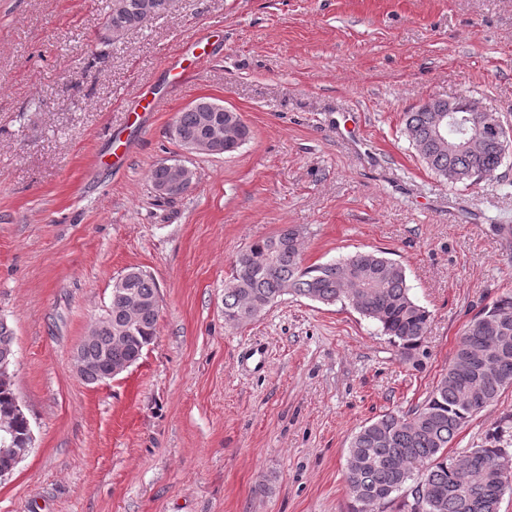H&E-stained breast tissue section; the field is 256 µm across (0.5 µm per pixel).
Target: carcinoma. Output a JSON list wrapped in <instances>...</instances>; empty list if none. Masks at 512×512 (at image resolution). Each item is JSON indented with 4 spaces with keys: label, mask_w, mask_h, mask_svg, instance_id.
<instances>
[{
    "label": "carcinoma",
    "mask_w": 512,
    "mask_h": 512,
    "mask_svg": "<svg viewBox=\"0 0 512 512\" xmlns=\"http://www.w3.org/2000/svg\"><path fill=\"white\" fill-rule=\"evenodd\" d=\"M110 0L106 39L112 28L129 31L152 12L162 17L172 0ZM205 113L184 110L173 124L175 137L189 144L205 133ZM438 113L405 114L404 133L422 164L449 184L473 185L492 177L502 166L496 137L477 131L448 139V149L434 139ZM224 124L236 127L238 142L224 143L232 153L250 138L249 127L236 112L224 113ZM301 234L289 227L259 239L233 260L232 277L224 287V321L246 324L286 295L323 305L341 303L378 324L407 354L417 348L430 324L429 311L411 295L402 264L381 252H359L335 260L306 264ZM112 287L110 317L98 321L79 345L83 380L100 382L114 364H135L154 340L159 319V285L148 272L131 267ZM136 326L133 335L118 338L117 326ZM495 325V343L484 328ZM15 357L12 329L0 319V422L9 428L8 444L27 446L30 421L16 396L10 367ZM512 388V293L481 309L465 327L448 369L423 403L400 414L388 412L362 425L351 437L346 484L353 512H375L394 501L392 495L413 483L402 512H500L504 493L512 489V416L488 433L484 444L448 456V448L474 415Z\"/></svg>",
    "instance_id": "1"
}]
</instances>
